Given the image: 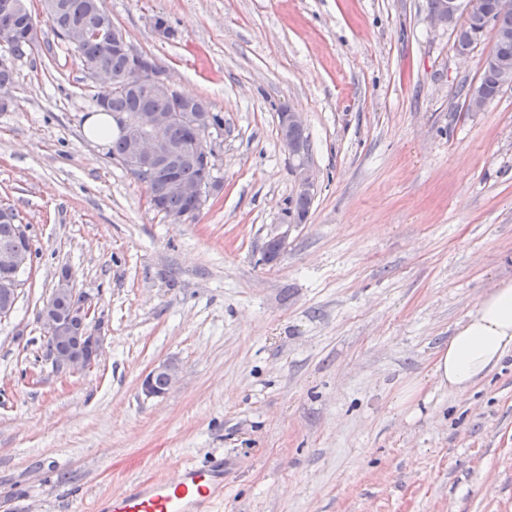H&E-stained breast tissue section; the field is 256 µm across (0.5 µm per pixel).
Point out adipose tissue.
I'll use <instances>...</instances> for the list:
<instances>
[{
	"label": "adipose tissue",
	"instance_id": "adipose-tissue-1",
	"mask_svg": "<svg viewBox=\"0 0 512 512\" xmlns=\"http://www.w3.org/2000/svg\"><path fill=\"white\" fill-rule=\"evenodd\" d=\"M512 351V283L486 294L439 350L434 376L440 386L466 394Z\"/></svg>",
	"mask_w": 512,
	"mask_h": 512
}]
</instances>
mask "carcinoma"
Returning a JSON list of instances; mask_svg holds the SVG:
<instances>
[{
    "label": "carcinoma",
    "mask_w": 512,
    "mask_h": 512,
    "mask_svg": "<svg viewBox=\"0 0 512 512\" xmlns=\"http://www.w3.org/2000/svg\"><path fill=\"white\" fill-rule=\"evenodd\" d=\"M10 0H0V29L22 27L26 25V16L14 12ZM482 9L496 18L497 35L489 56L496 61L494 65L483 68L479 81L468 88L464 103L468 110H481L495 99L502 91L500 85L503 66L512 73V12L501 13L498 0H481ZM44 13L52 31L60 39L68 52L77 57L84 72L92 77L100 69L112 72L114 77H122L128 70V57L125 53L112 48V15L105 7V0H43ZM481 27V17L468 16L456 29L457 46L465 48L478 44L476 32ZM77 32L83 37L74 41L70 34ZM179 93L158 92L149 85H139L131 89H121L112 93L105 111L110 114L120 113L132 122L143 108L155 112H169L175 106ZM186 103L211 117L209 124L213 129L222 126L223 119L211 111L207 101L201 98H187ZM196 148L176 154L171 163V172L183 182L199 183L219 189L218 181L211 176V169L205 162L204 145L206 134H195ZM129 139L121 134L112 135L110 154L116 163H122L127 156ZM168 174L160 173L150 181L151 193L161 200L158 211L175 220L196 219L201 211V204L196 197L176 193L167 187ZM311 197H298L283 209L285 216H293L296 223L303 222L308 215ZM17 215L9 208H0V250L28 253L32 243L27 234V227L16 223ZM58 316L67 319L71 309L79 303L81 297L69 291L53 293L50 296Z\"/></svg>",
    "instance_id": "carcinoma-1"
}]
</instances>
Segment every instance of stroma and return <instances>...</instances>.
I'll return each mask as SVG.
<instances>
[{"label":"stroma","mask_w":512,"mask_h":512,"mask_svg":"<svg viewBox=\"0 0 512 512\" xmlns=\"http://www.w3.org/2000/svg\"><path fill=\"white\" fill-rule=\"evenodd\" d=\"M105 5L223 118L222 189L194 220L151 209L86 134L101 83L27 0L38 43L0 112V207L34 251L0 320V512H91L216 459L224 491L202 512H512V353L467 395L433 377L457 325L512 282V88L477 112L459 94L491 38L459 54L429 0ZM284 108L303 157L283 145ZM301 163L316 185L287 226ZM65 269L105 337L75 373L40 319ZM169 358L179 382L145 397ZM280 124L282 129V141L284 146L292 155H299L308 149V137L305 136L304 129L293 132V137L302 142L303 146L290 138H288V131L292 128H303V122L298 112H292L288 109L286 112L280 113ZM166 372L171 380L172 387L178 382L180 376L179 365L171 360L164 361L153 367L142 379L141 390L148 397H160L165 395V392L157 391L153 387V377L159 372ZM165 373H158L155 376V385L158 389L169 390V377Z\"/></svg>","instance_id":"stroma-1"}]
</instances>
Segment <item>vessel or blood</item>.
I'll use <instances>...</instances> for the list:
<instances>
[{
	"mask_svg": "<svg viewBox=\"0 0 512 512\" xmlns=\"http://www.w3.org/2000/svg\"><path fill=\"white\" fill-rule=\"evenodd\" d=\"M223 469L185 466L132 490L111 495L106 512H197L203 502L221 492Z\"/></svg>",
	"mask_w": 512,
	"mask_h": 512,
	"instance_id": "obj_1",
	"label": "vessel or blood"
}]
</instances>
